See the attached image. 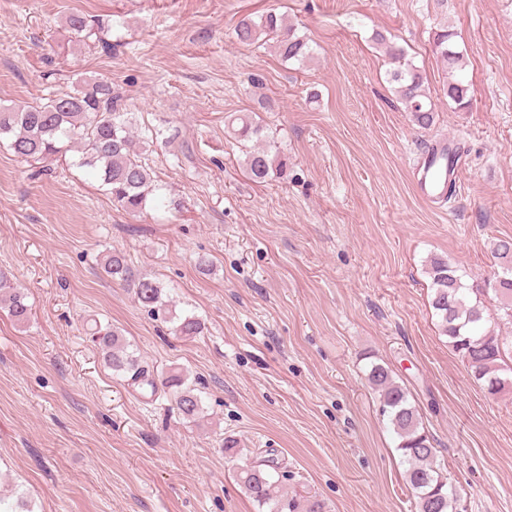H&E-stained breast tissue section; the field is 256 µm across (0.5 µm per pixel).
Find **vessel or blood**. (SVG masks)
<instances>
[{
	"label": "vessel or blood",
	"instance_id": "obj_1",
	"mask_svg": "<svg viewBox=\"0 0 512 512\" xmlns=\"http://www.w3.org/2000/svg\"><path fill=\"white\" fill-rule=\"evenodd\" d=\"M462 169V154L454 140L445 138L434 149L414 164L415 189L428 201L437 199L445 192L452 180L458 179Z\"/></svg>",
	"mask_w": 512,
	"mask_h": 512
}]
</instances>
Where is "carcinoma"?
I'll return each instance as SVG.
<instances>
[{"mask_svg":"<svg viewBox=\"0 0 512 512\" xmlns=\"http://www.w3.org/2000/svg\"><path fill=\"white\" fill-rule=\"evenodd\" d=\"M65 25L74 42L95 38L103 43L104 34L112 30V22L90 19L80 13L69 15ZM234 36L243 45L259 42L268 45L285 61L302 62L311 54L309 43L297 34L287 17L272 11L256 20L241 19L234 28ZM454 37L455 32L443 26L433 38L435 54L452 74L464 68L463 56L453 47ZM376 41L397 63L390 72V80L395 83V92L406 111L417 126L430 128L434 123V107L426 93L423 74L406 59L402 46L379 33ZM447 93L457 109L467 108V86L463 80L448 82ZM135 125V113L120 111L112 95V85L103 81L86 82L73 93L27 105L0 106V143L6 144L14 155L46 162L59 154L73 152L76 165L98 178L112 202L123 210L141 212L150 204L180 209L181 201L159 194L142 153L135 148ZM232 134L255 142L243 153L244 168L253 181L265 183L285 173L288 154L269 140L261 124L242 118L239 125L232 127ZM493 253L500 261L505 280L491 289L498 299V307L492 314L483 301L485 289L466 284L444 257H430L426 273L430 279L431 305L448 346L467 361L472 376L487 393L498 396L512 391V379L505 376V372L512 370L509 366L512 342L485 324L492 320L498 326H512V239L498 240ZM101 270L112 280L132 286L136 301L153 317L167 321L169 309L157 280L136 274L125 256L114 252L103 256ZM0 304L8 308L15 322L22 324L29 320L30 308L24 294L3 272L0 273ZM201 332L202 324L196 316L178 318L176 334L197 336ZM92 341L113 371L129 374L134 381L144 378L145 369L117 331L96 326L92 328ZM367 380L380 393L388 425L407 465L406 481L416 498V512H464L460 497L436 466V448L407 392L381 364L370 367ZM161 385L172 391L184 418L194 420L202 414L200 395L182 375L171 374L161 380ZM239 480L258 512H326L325 504L315 497L301 500L281 491L280 475L274 466L247 465L240 469Z\"/></svg>","mask_w":512,"mask_h":512,"instance_id":"1","label":"carcinoma"}]
</instances>
